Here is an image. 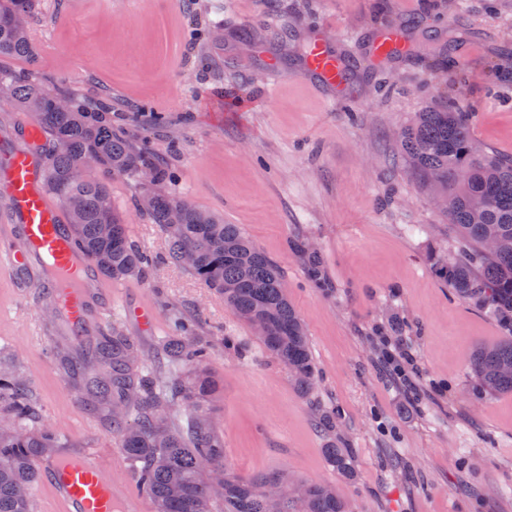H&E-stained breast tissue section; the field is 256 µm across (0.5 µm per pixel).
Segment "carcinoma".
I'll return each instance as SVG.
<instances>
[{"label": "carcinoma", "instance_id": "cac0c4a2", "mask_svg": "<svg viewBox=\"0 0 512 512\" xmlns=\"http://www.w3.org/2000/svg\"><path fill=\"white\" fill-rule=\"evenodd\" d=\"M33 0H0V56L34 58L30 36ZM5 102L36 116L50 137L45 150L44 187L67 211L79 251L96 269L114 280L146 275L152 258L137 246L124 219L112 204V174L135 180L142 189L140 206L168 242L165 260L187 266L224 298L239 317L266 325L260 337L265 350L290 374L297 390L310 394L317 367L306 328L288 303L278 268L237 224H226L197 210L158 186L170 177L155 159L149 139L133 145L112 131L110 113L92 109L70 96L47 93L28 75L0 74ZM469 112L451 105L416 113L401 134V147L411 169L448 200V228L458 240L448 254L432 253L428 261L452 292L474 308L489 313L504 339L477 347L471 374L478 396L512 392V249L490 254V234L512 239V157L487 151L472 136ZM110 224L108 234L101 225ZM164 352L175 367L165 391L138 367L140 346L112 329L96 337L90 356L95 376L76 385L79 394L99 399L112 420V432L133 467L139 490L155 512H268L262 493L277 479L285 491L284 512L298 500L307 512H350L336 487L326 482H296L283 473L240 476L224 461V440L210 428L207 404L217 389L205 367L209 347L194 325L180 322ZM191 410L187 432L175 428L170 411L176 401ZM26 383L12 372H0V512H32V488L40 478L39 463L53 456L59 442L53 434L25 431L20 423L34 416ZM328 465L345 479L355 476L352 459L331 441L324 448Z\"/></svg>", "mask_w": 512, "mask_h": 512}]
</instances>
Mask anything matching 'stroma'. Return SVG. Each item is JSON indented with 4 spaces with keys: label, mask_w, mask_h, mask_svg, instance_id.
Returning <instances> with one entry per match:
<instances>
[{
    "label": "stroma",
    "mask_w": 512,
    "mask_h": 512,
    "mask_svg": "<svg viewBox=\"0 0 512 512\" xmlns=\"http://www.w3.org/2000/svg\"><path fill=\"white\" fill-rule=\"evenodd\" d=\"M412 19L413 60H375L374 31ZM31 25L35 46L51 41L54 53L0 58L1 71L111 101L113 127L149 135L175 175L171 191L241 225L284 276L316 361L310 398L220 296L165 261L140 186L112 179V202L154 263L116 282L103 326L136 338L141 368L165 382L171 320L198 317L219 381L208 417L228 469L328 482L351 512H512V393L475 397L470 374L473 348L502 332L432 271L429 252L456 243L398 148L428 100H451L474 114L483 147L512 157V0H35ZM271 29L322 40L355 65L344 96L305 76L304 46L264 39ZM245 31L258 36L248 49ZM307 249L323 282L306 271ZM137 304L155 311L153 330L127 320ZM228 336L237 351L225 350ZM388 340L407 349L409 382L386 367ZM79 352L41 285L0 278V366L24 376L38 410L25 429L105 449L120 495L133 475L112 425L76 397L60 362ZM331 409L327 434L318 413ZM331 438L351 455L353 480L328 466Z\"/></svg>",
    "instance_id": "1"
}]
</instances>
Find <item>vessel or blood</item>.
Returning <instances> with one entry per match:
<instances>
[{
	"label": "vessel or blood",
	"mask_w": 512,
	"mask_h": 512,
	"mask_svg": "<svg viewBox=\"0 0 512 512\" xmlns=\"http://www.w3.org/2000/svg\"><path fill=\"white\" fill-rule=\"evenodd\" d=\"M310 74L329 87L343 83L342 60L327 53L321 42L309 48ZM24 147L12 150L0 167V196L10 220L6 241L0 242V272L28 271L54 296L70 336L89 334L112 286L91 280L89 261L77 249L60 206L43 191L44 159L35 151L42 133L34 121L22 128ZM42 485L49 512H117L112 499L109 461L95 449L65 454L42 466Z\"/></svg>",
	"instance_id": "vessel-or-blood-1"
}]
</instances>
